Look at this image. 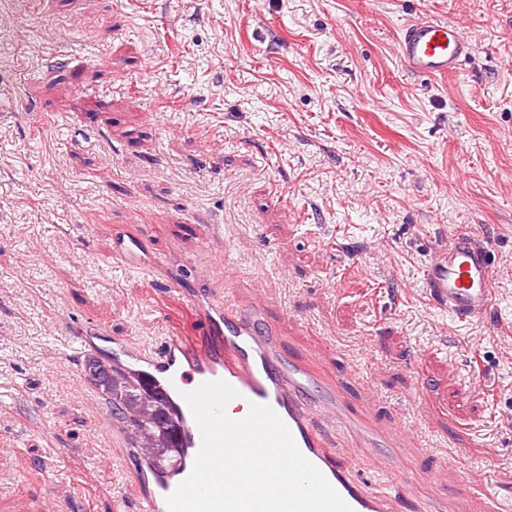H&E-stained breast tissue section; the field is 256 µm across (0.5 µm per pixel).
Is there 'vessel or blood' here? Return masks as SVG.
I'll return each instance as SVG.
<instances>
[{"instance_id":"obj_1","label":"vessel or blood","mask_w":512,"mask_h":512,"mask_svg":"<svg viewBox=\"0 0 512 512\" xmlns=\"http://www.w3.org/2000/svg\"><path fill=\"white\" fill-rule=\"evenodd\" d=\"M472 51L468 38L454 21L435 17L410 20L401 30L396 53L402 65L418 77L444 78L454 74ZM112 258L124 266L147 269L152 278L167 271V256L154 252L142 234L127 229L112 239ZM494 259L474 235L457 232L433 252L424 270V284L434 305L460 322L484 319L491 306ZM173 291L195 315L189 335L166 336L160 347L148 350L120 336L111 337L112 366L135 386L163 400L166 413L178 426L180 450L176 467L163 469L152 461H135L129 430L130 462L125 474L140 490L136 512H169L167 498L190 474L201 447V433L183 395L206 382L222 380L234 387L237 398L226 406L229 417L244 419L251 404L270 406L289 429L297 447L326 477L352 512H447L444 499L432 500L424 510L375 492L370 482L352 477L347 465L327 448L314 428V416L364 431L373 448L391 447L397 433L364 428L340 398L341 384L316 374L312 362H301L287 351L276 320L260 305L211 297L205 289L187 288L182 278L170 280ZM470 512H511L503 502L465 483Z\"/></svg>"}]
</instances>
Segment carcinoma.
I'll list each match as a JSON object with an SVG mask.
<instances>
[{
  "label": "carcinoma",
  "instance_id": "1",
  "mask_svg": "<svg viewBox=\"0 0 512 512\" xmlns=\"http://www.w3.org/2000/svg\"><path fill=\"white\" fill-rule=\"evenodd\" d=\"M84 376L107 396L112 417L138 437L137 447L147 457L177 451L168 441L161 403L152 395L134 387L124 375L114 376L112 369L87 356L82 364Z\"/></svg>",
  "mask_w": 512,
  "mask_h": 512
}]
</instances>
